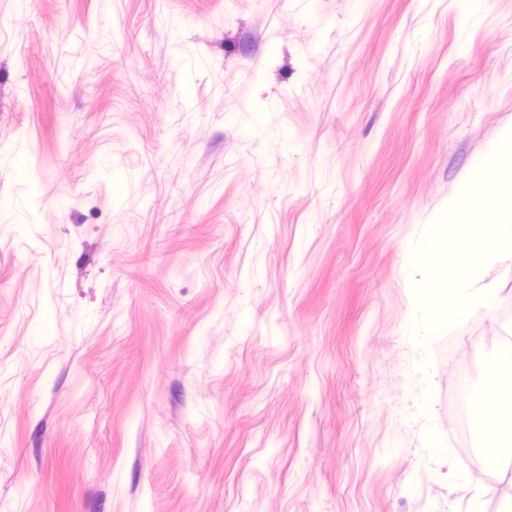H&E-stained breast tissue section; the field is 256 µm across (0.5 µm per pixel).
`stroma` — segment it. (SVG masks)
I'll return each instance as SVG.
<instances>
[{
	"mask_svg": "<svg viewBox=\"0 0 512 512\" xmlns=\"http://www.w3.org/2000/svg\"><path fill=\"white\" fill-rule=\"evenodd\" d=\"M25 9L0 512H463L474 481L512 512V321L448 338L456 288L512 304V0L469 31L450 0ZM489 359L492 465L452 412Z\"/></svg>",
	"mask_w": 512,
	"mask_h": 512,
	"instance_id": "stroma-1",
	"label": "stroma"
}]
</instances>
